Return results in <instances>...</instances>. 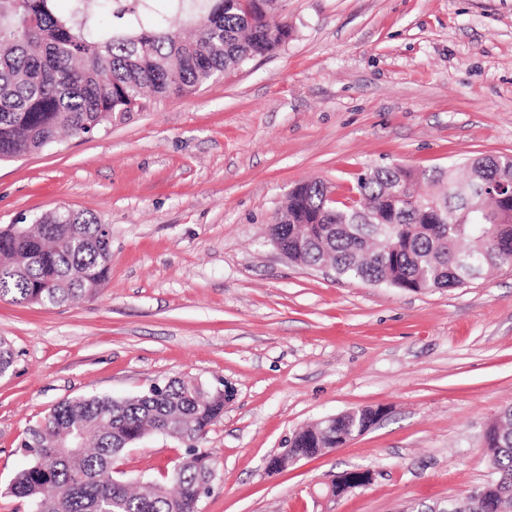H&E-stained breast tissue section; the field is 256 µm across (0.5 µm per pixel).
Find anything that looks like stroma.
Instances as JSON below:
<instances>
[{
	"label": "stroma",
	"mask_w": 512,
	"mask_h": 512,
	"mask_svg": "<svg viewBox=\"0 0 512 512\" xmlns=\"http://www.w3.org/2000/svg\"><path fill=\"white\" fill-rule=\"evenodd\" d=\"M292 36L182 97H152L92 136L0 161V227L58 208L112 227L108 279L60 307L0 299V512L25 430L65 398L227 383L202 443L199 512H409L490 477L483 436L512 405V268L411 292L293 262L267 240L289 191L346 193L366 168L512 155V0H278ZM360 406L387 414L279 472L292 433ZM164 435L117 466L162 479ZM363 488L321 495L336 474Z\"/></svg>",
	"instance_id": "35a3bbf8"
}]
</instances>
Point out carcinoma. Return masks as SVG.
<instances>
[{
	"label": "carcinoma",
	"instance_id": "obj_1",
	"mask_svg": "<svg viewBox=\"0 0 512 512\" xmlns=\"http://www.w3.org/2000/svg\"><path fill=\"white\" fill-rule=\"evenodd\" d=\"M109 2L112 26L99 21ZM0 0V161L32 153L61 135L80 138L135 111L150 94L182 97L217 75L270 54L288 42V24L273 17L277 0H166L171 19L151 14L152 0ZM512 180V161L481 157L418 171L371 167L352 187L353 206L333 202L321 180L295 187L268 233L295 261L327 263L347 279L421 291L459 288L491 267H512V216L495 212L473 187ZM112 239L94 217L65 210L20 229L0 231V298L60 306L94 298L111 269ZM224 415V393L189 377L155 383L136 396H79L57 402L29 427L20 447L27 466L8 493L32 512H198L214 460L200 448ZM296 431L288 447L315 456L339 448L372 421ZM160 433L185 444L196 464L131 490L116 471L139 435ZM494 478L464 497L462 512L500 502L512 512V407L486 429Z\"/></svg>",
	"mask_w": 512,
	"mask_h": 512
}]
</instances>
